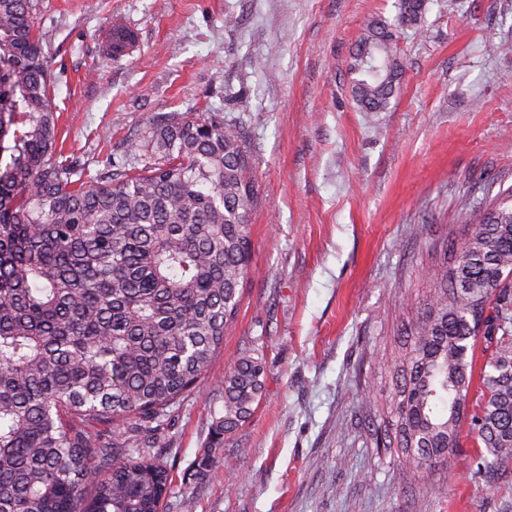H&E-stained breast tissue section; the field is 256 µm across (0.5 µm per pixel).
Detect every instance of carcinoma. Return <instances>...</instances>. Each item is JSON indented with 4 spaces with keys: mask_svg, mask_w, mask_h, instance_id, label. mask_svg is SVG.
<instances>
[{
    "mask_svg": "<svg viewBox=\"0 0 512 512\" xmlns=\"http://www.w3.org/2000/svg\"><path fill=\"white\" fill-rule=\"evenodd\" d=\"M424 11L398 0L399 26L420 29ZM39 14L40 0H0V512H159L165 417L223 345L249 272L251 155L217 110L164 112L86 176L58 150ZM394 55L373 23L349 66L361 111L387 109ZM464 221L411 328L395 443L418 475L449 470L468 418L485 448L474 474L491 480L512 469V190ZM265 376L251 355L224 374L213 447L251 416ZM142 445L154 452L133 456Z\"/></svg>",
    "mask_w": 512,
    "mask_h": 512,
    "instance_id": "obj_1",
    "label": "carcinoma"
}]
</instances>
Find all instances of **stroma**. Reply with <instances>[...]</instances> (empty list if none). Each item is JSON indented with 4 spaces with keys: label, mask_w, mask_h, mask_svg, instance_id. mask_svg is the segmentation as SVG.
<instances>
[{
    "label": "stroma",
    "mask_w": 512,
    "mask_h": 512,
    "mask_svg": "<svg viewBox=\"0 0 512 512\" xmlns=\"http://www.w3.org/2000/svg\"><path fill=\"white\" fill-rule=\"evenodd\" d=\"M396 2L43 0L64 158L96 172L157 113L210 109L252 154L250 270L223 347L167 420L161 512H512V474H473L470 425L452 472L425 485L382 444L435 244L458 249L460 212L512 187V0H427L425 35L397 33L388 109L363 112L351 55ZM111 23L135 34L119 58L99 50ZM245 352L265 362L261 398L197 475Z\"/></svg>",
    "instance_id": "1"
}]
</instances>
